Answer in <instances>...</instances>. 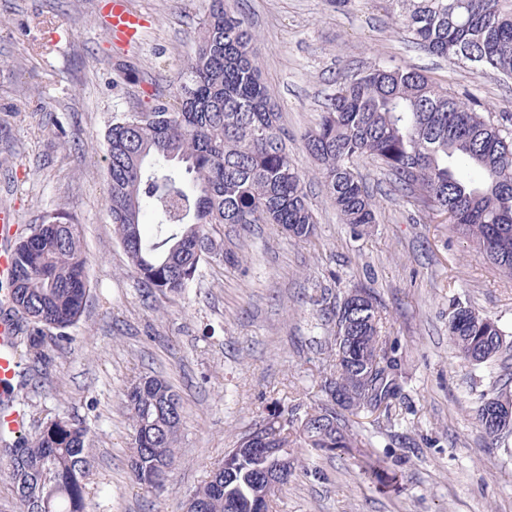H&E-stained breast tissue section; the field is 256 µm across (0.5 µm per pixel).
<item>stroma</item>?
Returning <instances> with one entry per match:
<instances>
[{"label":"stroma","instance_id":"35a3bbf8","mask_svg":"<svg viewBox=\"0 0 512 512\" xmlns=\"http://www.w3.org/2000/svg\"><path fill=\"white\" fill-rule=\"evenodd\" d=\"M100 2L0 0V210H12L20 229L51 213L71 216L82 227L90 287L68 330L72 343L51 347L48 363H22L31 377L26 428L58 414L89 426L88 512H184L225 449L273 407L320 406L334 334L324 314L361 285L377 298L404 383L391 419L365 413L350 427L387 456L402 490L380 494L348 456L323 455L304 460L276 512H512V433L487 450L475 420L482 399L512 379V362L473 365L448 342L453 299L512 338V279L446 215L392 194L368 159L357 172L374 190L378 222L354 234L301 142L339 84L377 63L411 66L494 113L512 112V79L411 47L391 0H236L305 176L316 234L225 229L239 265L202 263L184 293L148 298L113 233L105 134L123 113L170 96L208 0H127L146 23L130 48L108 36ZM145 374L168 380L183 406L178 462L158 498L128 470L125 392Z\"/></svg>","mask_w":512,"mask_h":512}]
</instances>
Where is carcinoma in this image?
<instances>
[{
    "mask_svg": "<svg viewBox=\"0 0 512 512\" xmlns=\"http://www.w3.org/2000/svg\"><path fill=\"white\" fill-rule=\"evenodd\" d=\"M395 25L418 48L453 62H469L512 78V0H392ZM255 35L224 0H211L199 23L193 53L173 94L144 112H127L106 135L107 201L114 233L133 272L149 294H181L201 264L239 263L217 229L243 230L275 224L286 235L308 239L316 222L305 177L293 163L288 131L279 123L270 87L261 75ZM304 145L343 223L362 231L377 221L374 195L355 172L362 159L375 162L391 191L417 211L448 215L452 226L475 242L512 278V113L489 116L468 93L442 88L403 64L374 65L352 75L329 95L317 127ZM154 233L143 232L145 211ZM10 303L17 314L16 343L33 362L48 344L71 341L53 330L75 325L90 288L80 225L58 213L43 217L15 245ZM353 315L336 303V357L322 391L339 387L346 403L330 397L305 412L279 408L269 424L275 448L342 452L381 492L393 477L383 458L358 446L348 416L382 410L391 415L401 397L399 363L379 335L373 291L356 287ZM448 338L458 356L482 364L501 355L498 321L454 302ZM512 400L500 389L478 408L476 422L488 448L512 430L485 423L492 400ZM131 422L130 478L158 497L175 469L182 405L159 376L132 382L126 393ZM88 428L64 415L30 434L0 432L17 512H87L85 479L91 467ZM275 456L243 455L229 482L217 463L191 494L200 512H249L261 500L270 512L278 490L266 482Z\"/></svg>",
    "mask_w": 512,
    "mask_h": 512,
    "instance_id": "cac0c4a2",
    "label": "carcinoma"
}]
</instances>
